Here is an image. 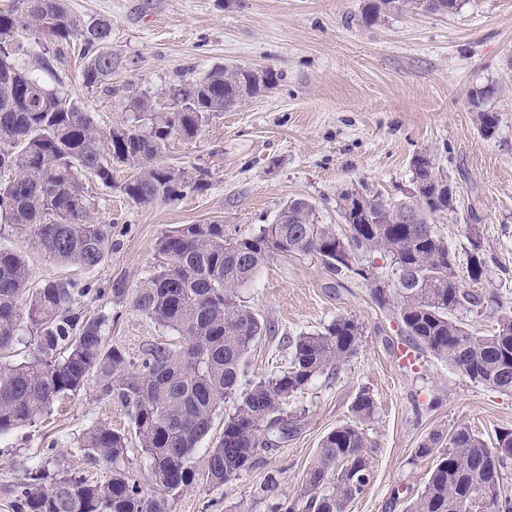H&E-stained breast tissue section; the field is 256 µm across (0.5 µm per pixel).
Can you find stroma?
Segmentation results:
<instances>
[{"mask_svg": "<svg viewBox=\"0 0 512 512\" xmlns=\"http://www.w3.org/2000/svg\"><path fill=\"white\" fill-rule=\"evenodd\" d=\"M367 0H68L83 19L112 21L117 61L112 89L86 88L84 43L71 40L64 60L46 71L48 39L24 58L33 75L90 112L99 130L128 115L127 84L164 102L181 81L236 65L273 71L272 90L211 119L194 138L171 141L164 161L186 172L207 170V186L175 201L141 207L124 197L126 172L111 185L91 182L90 220L112 225L113 248L96 268L64 267L31 238L0 231V246L21 251L33 283L73 279L90 285L75 306L111 316L108 340L139 356L167 340L166 331L132 306V294L154 271V244L183 224L220 221L226 237L256 232L283 206L305 199L315 221L345 231L339 193L365 185L398 194L409 184L412 158L433 155L460 195L457 213L436 222L466 268L471 244L467 214L476 209L487 261L477 291H494L512 306V0H462L451 15L400 14L373 26L360 16ZM500 117L497 135L482 136L468 105L472 91ZM244 304L271 325L249 355V376L267 377L286 363L288 341L339 316L363 327L355 352L338 374L316 379L288 401L305 425L275 455L216 488L198 478L171 501V512H269L262 494L297 495L305 469L328 432L349 421L356 394L369 390L376 412L365 425L373 479L347 512H406L433 465L418 449L436 431L465 425L486 442L512 429V394L470 381L448 363L409 351L391 309L378 307L367 282L331 274L314 256H276L240 289ZM129 428L120 402L95 385L56 403L37 421L0 436V512H16L26 470L42 464L97 479L103 466L77 444L89 427Z\"/></svg>", "mask_w": 512, "mask_h": 512, "instance_id": "stroma-1", "label": "stroma"}]
</instances>
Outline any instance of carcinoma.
Instances as JSON below:
<instances>
[{
	"label": "carcinoma",
	"instance_id": "obj_1",
	"mask_svg": "<svg viewBox=\"0 0 512 512\" xmlns=\"http://www.w3.org/2000/svg\"><path fill=\"white\" fill-rule=\"evenodd\" d=\"M459 6V0H369L361 19L373 25L388 14L418 8L443 14L448 7L454 13ZM27 31L53 41L57 60L64 45L82 38L89 53L83 82L108 90L116 68L108 46L112 21L81 19L67 0H13L0 10V44L10 46L0 52V223L30 235L54 261L86 270L112 251V225L89 220L90 178L110 186L112 167H126L121 192L140 206L202 188L203 171L190 177L160 161L170 139L196 136L211 116L235 110L243 95H256L271 81L238 66L216 68L170 88L179 108L162 111L152 97L136 95L132 116L101 133L82 106L20 66ZM485 97L476 91L468 103L481 133L492 136L499 118L485 108ZM411 172L420 184L415 194L342 191L343 237L314 222L309 201L293 199L252 235L226 238L224 225L212 221L183 224L158 238V264L135 291L133 306L181 345L156 343L137 359L108 342V316L74 311L75 296L91 288L68 279L34 285L22 255L0 247V436L35 424L56 399L77 395L90 381L101 396L121 402L134 431L131 437L101 424L84 433L80 447L106 468L98 481L65 469L51 479L42 466L27 470L16 512H169L170 500L195 481L194 452L229 400L222 436L203 458L210 484L224 485L296 437L304 416L288 410V399L339 370L356 350L362 326L340 316L303 333L289 341L285 366L246 380L248 354L269 327L237 290L274 255H317L329 271L369 284L371 256L389 258L403 276L392 288H371V295L379 306L394 307L409 343L473 382L512 393V311L495 294L466 288L456 252L435 229L439 217L456 211V200L435 194L433 158L415 155ZM405 213L416 220L403 221ZM471 245L467 276L479 281L486 260L480 242L473 238ZM479 308L495 318L489 335L471 333L461 318ZM23 331L33 336V349L14 363L4 352ZM375 410L370 391L361 390L351 420L323 437L297 496L272 502L270 512H346L373 479L364 424ZM133 439L149 460L144 485L121 466ZM419 455L435 460L406 512H512V497L500 486L512 462V430L499 432L489 447L457 426L431 434Z\"/></svg>",
	"mask_w": 512,
	"mask_h": 512
}]
</instances>
